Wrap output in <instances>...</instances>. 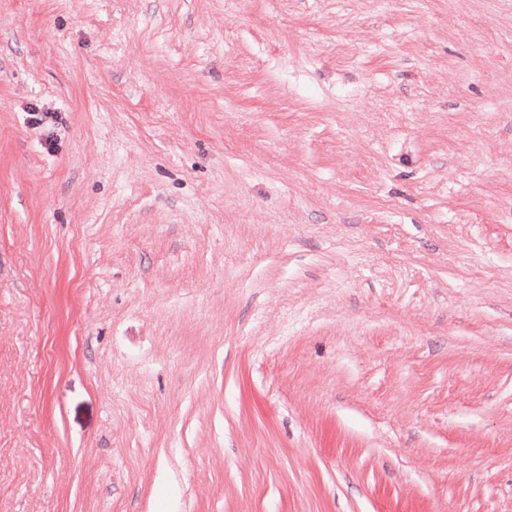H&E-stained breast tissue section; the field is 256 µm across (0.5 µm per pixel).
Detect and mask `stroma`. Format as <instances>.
<instances>
[{
    "mask_svg": "<svg viewBox=\"0 0 512 512\" xmlns=\"http://www.w3.org/2000/svg\"><path fill=\"white\" fill-rule=\"evenodd\" d=\"M0 512H512V0H0Z\"/></svg>",
    "mask_w": 512,
    "mask_h": 512,
    "instance_id": "35a3bbf8",
    "label": "stroma"
}]
</instances>
